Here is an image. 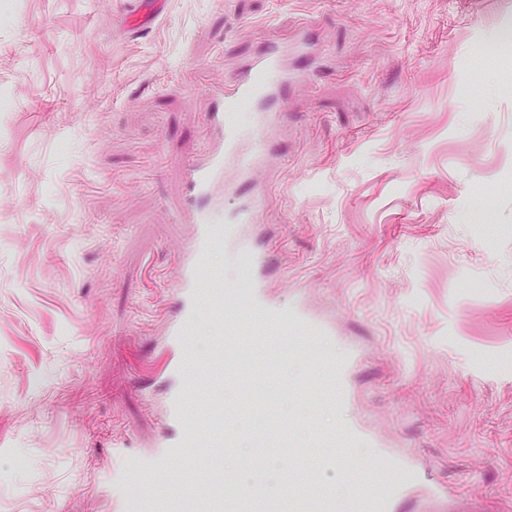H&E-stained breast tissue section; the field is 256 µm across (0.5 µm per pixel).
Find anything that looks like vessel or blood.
Here are the masks:
<instances>
[{
	"label": "vessel or blood",
	"instance_id": "b4317fda",
	"mask_svg": "<svg viewBox=\"0 0 512 512\" xmlns=\"http://www.w3.org/2000/svg\"><path fill=\"white\" fill-rule=\"evenodd\" d=\"M306 48L307 41L301 34L293 43L276 41L268 45L225 86L222 100L210 115L217 140L188 172L193 224L192 236L178 257L180 275L172 288L178 308L167 326L164 349L140 365L142 374L162 376L172 382L163 413L166 430L156 450L147 455L130 450L128 440H113L112 445L118 450V472L111 478L109 488L115 512H190V496L205 497L210 487L223 483V476L214 473L207 485L195 489L179 478L164 493L135 492L128 485L127 477L172 472L176 463L192 462L198 449L212 446L221 432L219 418L201 393L219 382L220 377L214 372L218 364L246 370L250 367L249 356L258 353L265 367H281L282 354L273 344L257 345L254 337L243 330L234 312L236 303L247 304L255 318L274 326L279 337L291 335L300 323L304 324L310 338L327 333L321 323L305 318L296 307L285 305L268 294L264 264L257 259L243 231L244 225L253 220L251 206H242L229 216L224 213L225 193L248 182L261 159L268 131L287 119L288 113L281 100L288 86L304 77L303 72L289 68L288 57ZM243 112L256 117L253 150L249 153L241 149L243 133L239 115ZM219 248L229 260L244 263L246 267L242 286L226 288L223 303L216 305L213 313L236 342L217 350L214 357L198 361L191 349L190 336L195 311L209 297L204 287L209 277L207 258ZM314 367L317 382L308 388V395L319 402L331 403L333 408H343L349 401L344 383L349 363L321 358L315 361ZM381 467L390 474V481L372 494L356 491L348 506L349 512H391L394 501L420 481L418 472L401 459L383 457ZM280 503L286 512H336L333 489L326 483L317 484L307 493L287 487Z\"/></svg>",
	"mask_w": 512,
	"mask_h": 512
}]
</instances>
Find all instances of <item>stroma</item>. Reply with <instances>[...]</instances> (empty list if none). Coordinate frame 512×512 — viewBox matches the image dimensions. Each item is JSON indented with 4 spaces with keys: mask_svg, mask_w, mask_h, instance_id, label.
<instances>
[{
    "mask_svg": "<svg viewBox=\"0 0 512 512\" xmlns=\"http://www.w3.org/2000/svg\"><path fill=\"white\" fill-rule=\"evenodd\" d=\"M512 0H0V512H112V441L147 452L143 378L192 227L213 95L305 29L306 80L251 182L274 295L356 355L310 471L348 500L380 454L512 512ZM367 442L345 444L348 425Z\"/></svg>",
    "mask_w": 512,
    "mask_h": 512,
    "instance_id": "1",
    "label": "stroma"
}]
</instances>
